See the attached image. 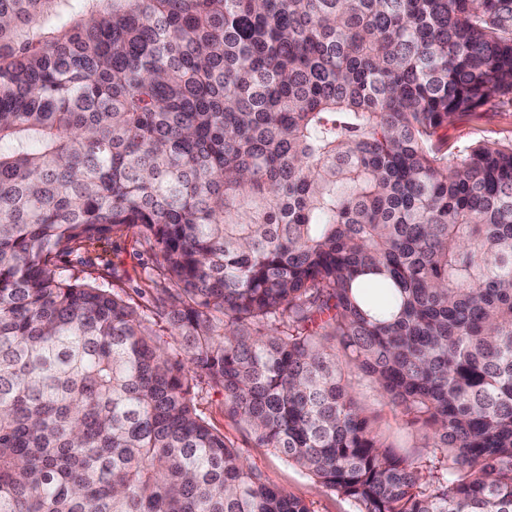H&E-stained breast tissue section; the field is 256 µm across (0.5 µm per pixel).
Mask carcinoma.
<instances>
[{
	"label": "carcinoma",
	"instance_id": "cac0c4a2",
	"mask_svg": "<svg viewBox=\"0 0 512 512\" xmlns=\"http://www.w3.org/2000/svg\"><path fill=\"white\" fill-rule=\"evenodd\" d=\"M501 98L512 0H0V512H311L205 385L355 512H512ZM130 228L150 322L62 265ZM485 109L490 111L483 113L480 118L473 115L458 117L448 126V142L494 141L512 137V106L498 104ZM355 387L357 392H359L362 402L378 414L381 430L386 434L394 432L404 446L413 445L416 436L401 428L391 407L386 405L385 402L366 385L365 381H361L356 384ZM197 402L209 423L224 433V438L240 450L243 457L266 482L302 499L311 512L354 511L350 501L322 487L272 449L256 447L246 425L225 410L222 392L204 387L198 393Z\"/></svg>",
	"mask_w": 512,
	"mask_h": 512
}]
</instances>
